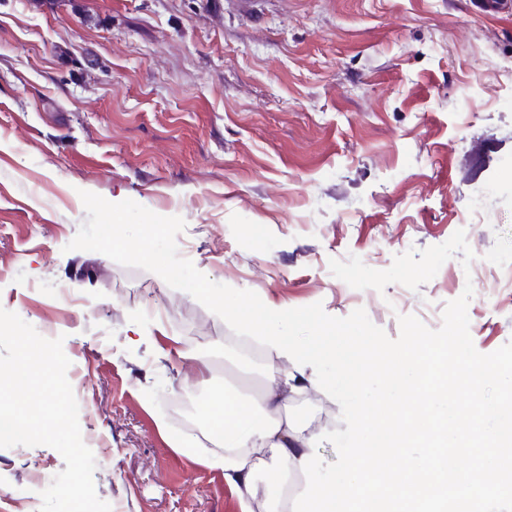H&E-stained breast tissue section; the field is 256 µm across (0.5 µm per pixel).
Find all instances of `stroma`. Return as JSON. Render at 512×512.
<instances>
[{"label":"stroma","instance_id":"stroma-1","mask_svg":"<svg viewBox=\"0 0 512 512\" xmlns=\"http://www.w3.org/2000/svg\"><path fill=\"white\" fill-rule=\"evenodd\" d=\"M88 191L184 219L181 257L271 308L365 309L442 324L472 287L469 333L512 341V11L480 0H0V308L62 338L94 482L112 512H240L201 425L225 381L264 385L236 336L157 274L69 244ZM481 211H474L473 201ZM464 230L418 290L330 271ZM209 356L208 386L176 350ZM314 451L341 408L289 405ZM193 438L194 454L169 433ZM58 451L0 448V512H39Z\"/></svg>","mask_w":512,"mask_h":512}]
</instances>
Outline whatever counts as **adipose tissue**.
I'll return each mask as SVG.
<instances>
[{"label":"adipose tissue","instance_id":"ef3b65f1","mask_svg":"<svg viewBox=\"0 0 512 512\" xmlns=\"http://www.w3.org/2000/svg\"><path fill=\"white\" fill-rule=\"evenodd\" d=\"M302 380L293 370L272 374L250 401H241L228 390L207 409L204 421L224 452L203 457L202 462L223 470L225 482L239 497L241 512H252L257 500L266 512H290V501L272 498L271 492L299 472L302 455L310 451L286 410L290 393Z\"/></svg>","mask_w":512,"mask_h":512}]
</instances>
